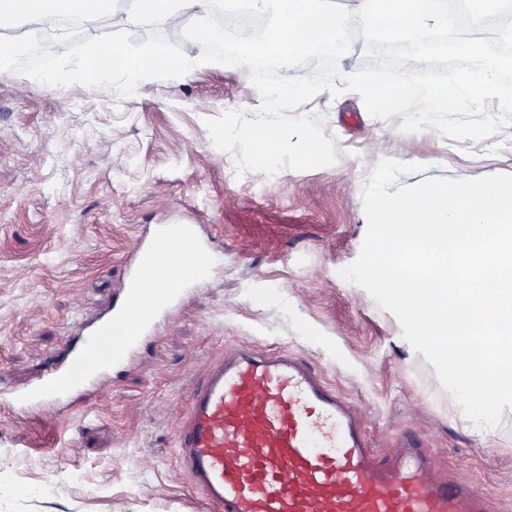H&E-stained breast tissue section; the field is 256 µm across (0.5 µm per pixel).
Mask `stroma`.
<instances>
[{
	"label": "stroma",
	"mask_w": 512,
	"mask_h": 512,
	"mask_svg": "<svg viewBox=\"0 0 512 512\" xmlns=\"http://www.w3.org/2000/svg\"><path fill=\"white\" fill-rule=\"evenodd\" d=\"M53 38L62 69L113 41L106 28ZM129 40L146 63L160 44L195 54L202 37L190 21ZM351 44L355 74L376 88L405 75L406 64L372 62L368 36ZM29 72L0 68V388L26 385L63 357L78 321H94L121 288L124 259L152 225H198L218 263L143 344L137 366L104 377L89 406L0 404V512H208L177 464V418L193 380L242 342L300 354L363 414L372 447L414 430L493 512H512V419L493 440L473 435L397 319L339 275L366 235L362 173L392 143L421 156L443 145L438 165L400 176L406 186L512 175V147L486 158L460 136L482 113L426 127L355 95L337 107L324 95L289 96L264 121L285 133L309 114L322 145L305 163L271 138L251 148L237 140L231 114L258 97L240 74L202 69L129 95L87 73L35 91ZM73 469L86 487L66 481ZM50 474L52 497L32 494Z\"/></svg>",
	"instance_id": "stroma-1"
}]
</instances>
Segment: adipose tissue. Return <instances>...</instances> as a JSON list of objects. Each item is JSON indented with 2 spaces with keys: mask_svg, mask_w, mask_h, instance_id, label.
I'll return each instance as SVG.
<instances>
[{
  "mask_svg": "<svg viewBox=\"0 0 512 512\" xmlns=\"http://www.w3.org/2000/svg\"><path fill=\"white\" fill-rule=\"evenodd\" d=\"M252 8L267 21L269 31L276 35L280 51L277 66L276 90L259 95L256 102L238 107L235 130L244 144H252L256 131L262 127L264 113L277 110L285 95L307 91L325 93L320 80L299 74L296 58L300 53L325 48L334 52V77L349 80L352 51L349 43L340 41L346 30L369 31L381 16L397 19L388 35L400 39L406 31L435 30L448 24V0H424L414 7L413 0H346L340 11H326L323 0H251ZM223 0H0V29L13 31L22 26H38L47 19L70 17L77 19L85 30H99L104 24L115 27L118 36L112 51L124 60V89L135 91L147 81L169 84L191 78L202 68H229L238 74H247L253 67L255 46L253 40H244L233 64L224 62V35L210 32L201 42L196 54L170 59L164 51H157L152 64L138 66L132 46L124 43L125 35L158 22L179 31L188 20H206L223 10ZM411 74L404 84L403 98L394 99L392 109L405 111L408 101H416L419 108L413 122L433 125L443 113L459 104H466L484 113L485 119L477 135L484 143L498 137L502 130L512 127V113L502 111L499 100L502 93L497 82L489 79L488 68L482 67L458 75L448 85V94L436 96L431 83L419 81L420 71L431 69L427 55L410 57Z\"/></svg>",
  "mask_w": 512,
  "mask_h": 512,
  "instance_id": "ef3b65f1",
  "label": "adipose tissue"
}]
</instances>
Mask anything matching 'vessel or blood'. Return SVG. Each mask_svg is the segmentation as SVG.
Returning a JSON list of instances; mask_svg holds the SVG:
<instances>
[{
    "label": "vessel or blood",
    "mask_w": 512,
    "mask_h": 512,
    "mask_svg": "<svg viewBox=\"0 0 512 512\" xmlns=\"http://www.w3.org/2000/svg\"><path fill=\"white\" fill-rule=\"evenodd\" d=\"M174 233L208 256V240L192 225L158 226L150 245L136 240L122 302L7 403L66 408L112 367L135 362L184 292L167 289L152 310L136 311L140 271L155 242ZM116 330V351L86 370L91 352ZM177 448L179 467L212 512H492L469 482L440 469L416 433L397 435L389 453L370 447L358 413L312 364L285 350L241 347L211 362L184 397Z\"/></svg>",
    "instance_id": "obj_1"
}]
</instances>
